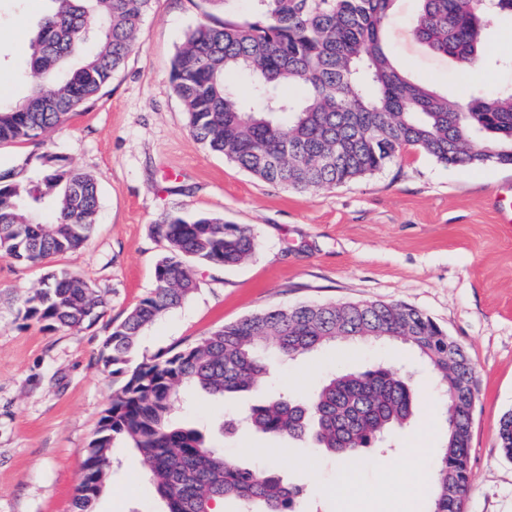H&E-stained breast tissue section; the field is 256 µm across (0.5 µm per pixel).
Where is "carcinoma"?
Here are the masks:
<instances>
[{
    "mask_svg": "<svg viewBox=\"0 0 512 512\" xmlns=\"http://www.w3.org/2000/svg\"><path fill=\"white\" fill-rule=\"evenodd\" d=\"M29 45L33 80L22 101L0 105V142L36 140L69 115L91 108L136 46L151 0H51ZM255 19L201 24L171 64L174 90L191 136L254 177L294 190L332 188L384 169L414 148L448 166H512V85L450 98L417 83L385 48L394 0H255ZM512 14V0H422L415 36L462 67L482 62L483 17ZM251 78L247 94L231 79ZM53 202V220L39 204ZM99 208L94 178L44 151L0 173V251L39 265L82 247ZM167 253L155 289L112 327L101 354L125 375L104 410L76 489L90 512L109 475L117 441L133 448L166 512H208L216 499L241 512H294L299 489L273 467L226 458L198 429L173 424L188 389L212 400L252 389L274 358L294 360L338 336L396 340L414 349L441 392L447 423L433 463L429 512H465L448 488L467 489L475 369L463 347L423 312L384 301L302 303L225 324L168 357L131 366L145 327L196 288L187 261L234 267L259 247L252 231L215 215L167 214L157 225ZM106 301L68 274L43 278L21 299L26 319L81 330ZM419 400L410 379L390 366L333 374L313 393H280L250 407L244 420L273 439H306L334 456L356 455L410 422ZM499 446L512 460V411L499 422Z\"/></svg>",
    "mask_w": 512,
    "mask_h": 512,
    "instance_id": "carcinoma-1",
    "label": "carcinoma"
}]
</instances>
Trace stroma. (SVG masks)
<instances>
[{"label":"stroma","instance_id":"1","mask_svg":"<svg viewBox=\"0 0 512 512\" xmlns=\"http://www.w3.org/2000/svg\"><path fill=\"white\" fill-rule=\"evenodd\" d=\"M50 7V0H0V52L9 55L0 64L5 101L28 91L19 73ZM252 7V0H232L220 12L206 10L203 0H151L134 51L93 109L71 114L44 146L0 143L1 173L45 148L92 175L99 190L96 228L81 249L35 266L0 253V512H73L90 443L124 381L104 367L103 343L111 325L155 287V266L167 250L155 226L167 214L224 217L248 227L259 248L233 268L191 263L196 289L144 329L135 361L271 307L382 300L419 309L463 346L475 368L466 512H512V461L498 444L499 421L512 409V224L500 221L512 168L448 167L408 149L358 181L302 192L264 182L208 152L188 131L170 64L196 25L244 23ZM420 7V0H395L386 22L388 53L412 80L451 96L466 94V73L414 36ZM509 38L512 16H487L479 82L485 92L512 84V54L498 48ZM60 270L107 299L104 318L91 328L23 319L22 297ZM377 363L410 373L422 392L416 416L385 453L368 449L342 460L292 442L279 454L276 440L223 426L225 416L269 391L311 390L330 371ZM173 418L201 430L240 465L274 466L299 488L298 512H343L337 490L349 469L356 479L346 485L344 512H377L393 486L418 494L415 512H429L432 479L415 486L407 451L438 453L447 433L428 374L412 351L394 342H340L278 361L271 382L223 403L186 393ZM93 510H164L139 457L124 443L112 453Z\"/></svg>","mask_w":512,"mask_h":512}]
</instances>
